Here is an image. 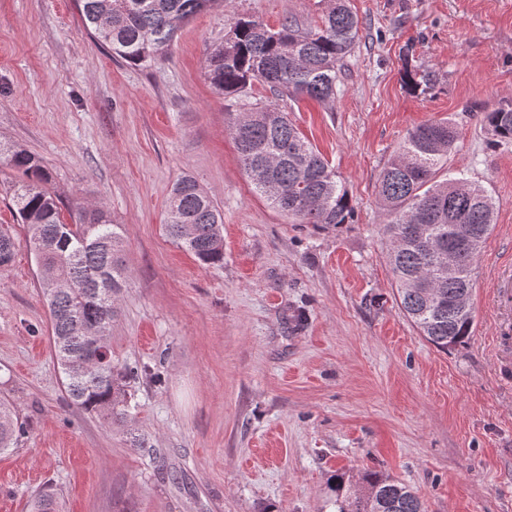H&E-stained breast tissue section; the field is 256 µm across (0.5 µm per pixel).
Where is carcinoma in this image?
Returning a JSON list of instances; mask_svg holds the SVG:
<instances>
[{
  "label": "carcinoma",
  "instance_id": "1",
  "mask_svg": "<svg viewBox=\"0 0 512 512\" xmlns=\"http://www.w3.org/2000/svg\"><path fill=\"white\" fill-rule=\"evenodd\" d=\"M224 0H77L84 26L112 56L145 66L171 46L177 31L208 6ZM361 22L347 0H327L321 23L307 26L290 15L276 30L251 17L235 19L224 40L207 55L206 76L235 111L229 134L255 192L297 224H348L353 206L336 171L271 103L253 99L255 83L278 97L307 96L328 102L351 54ZM406 87L425 94L435 72L405 70ZM492 145L512 142V108L484 112ZM448 121L411 130L380 174L378 196L386 219L388 262L400 307L420 335L448 351L472 333V307L459 308L461 291L472 292L474 263L495 217L492 197L479 184L446 169L457 139ZM0 157L22 175L12 204L26 227L49 312L54 354L73 406L107 424L126 423L131 381L138 368L112 355L115 300L125 283L120 225L101 209L82 211L73 224L60 217L47 185L50 173L23 149L0 147ZM165 229L204 264L224 263V216L191 176L172 188ZM15 242L0 230V267L10 264ZM449 255L460 275L448 276L439 258ZM24 428L0 401V452L17 445ZM337 512H423L407 486L378 471L345 488L336 476ZM31 512H60L56 493L45 489Z\"/></svg>",
  "mask_w": 512,
  "mask_h": 512
}]
</instances>
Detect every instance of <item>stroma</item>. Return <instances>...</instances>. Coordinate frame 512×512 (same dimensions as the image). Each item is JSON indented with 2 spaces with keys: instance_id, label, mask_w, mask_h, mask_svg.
Masks as SVG:
<instances>
[{
  "instance_id": "1",
  "label": "stroma",
  "mask_w": 512,
  "mask_h": 512,
  "mask_svg": "<svg viewBox=\"0 0 512 512\" xmlns=\"http://www.w3.org/2000/svg\"><path fill=\"white\" fill-rule=\"evenodd\" d=\"M362 22L332 102L277 100L325 156L352 223H293L254 191L205 76L234 18L317 24L323 0H224L151 65L113 58L74 0H0V144L49 170L65 222L102 207L124 240L112 353L146 368L129 426L72 406L39 271L0 160V398L26 433L0 453V512L53 485L62 512H334L336 476L379 470L424 512H512V142L485 110L512 106V0H350ZM431 69L428 94L405 69ZM434 120L459 138L448 168L483 186L495 224L474 269L473 333L441 351L404 316L387 265L378 178ZM193 176L224 215V262L164 232L173 184ZM403 78L406 87L410 91L420 94H426L432 90L438 81L435 72L428 69L413 71L406 69Z\"/></svg>"
}]
</instances>
